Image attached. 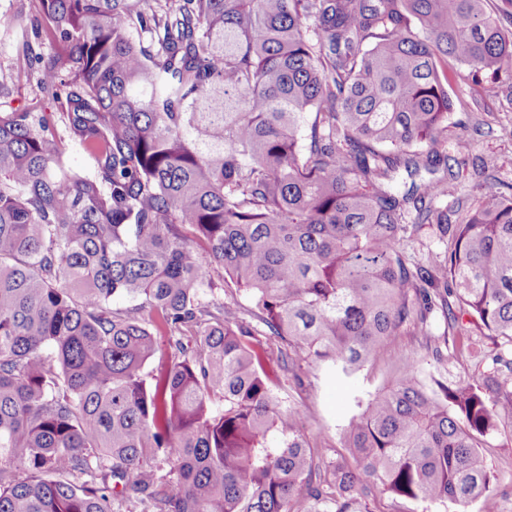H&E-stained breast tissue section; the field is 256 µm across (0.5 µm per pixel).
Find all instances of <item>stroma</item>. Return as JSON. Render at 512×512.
Instances as JSON below:
<instances>
[{"label":"stroma","instance_id":"stroma-1","mask_svg":"<svg viewBox=\"0 0 512 512\" xmlns=\"http://www.w3.org/2000/svg\"><path fill=\"white\" fill-rule=\"evenodd\" d=\"M16 42V33L0 27V77L9 79L7 87L0 91V112L12 111L36 92L34 84L17 75ZM450 77L454 111L442 137L441 151L451 155L457 153V138L464 126L480 122L489 129L488 134L475 137L470 154L461 157L459 175L448 192L449 197L461 196L474 204L485 194L474 174V164L484 163L499 180L512 182V82L505 80L482 87L472 86L469 69L464 65L454 66ZM395 349L420 356L419 373L425 380L434 377L456 380L470 370L465 358L437 362L426 346L425 337L407 330L396 337L392 350ZM391 352H383L375 362L349 379L309 358L300 362L302 386L281 378L276 389L279 399L283 405L303 409V431L325 461L343 462L342 431L358 412L360 402L388 386L392 376ZM484 454L498 512H512V419L499 420L497 429L486 438Z\"/></svg>","mask_w":512,"mask_h":512}]
</instances>
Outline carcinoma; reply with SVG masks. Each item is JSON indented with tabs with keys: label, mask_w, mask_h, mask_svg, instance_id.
<instances>
[{
	"label": "carcinoma",
	"mask_w": 512,
	"mask_h": 512,
	"mask_svg": "<svg viewBox=\"0 0 512 512\" xmlns=\"http://www.w3.org/2000/svg\"><path fill=\"white\" fill-rule=\"evenodd\" d=\"M28 29L37 93L0 112V512H497L481 448L512 418V184L456 223L435 206L448 61L477 85L512 71L487 0H31ZM425 227L445 244L426 266L404 247ZM403 328L468 380L393 351L351 463L314 480L279 373L301 384L304 354L350 377ZM216 283L218 284V289L215 290V294L217 297L224 298V304L226 306H229L233 310H236L237 315L240 319H244L248 322H251L252 325L258 326L260 328L262 325L259 323L257 318H254L252 315V304L247 297V295L243 292H226L222 289H219L222 285V283L218 282L216 280ZM376 506L378 512H457L459 510L450 502L430 504L414 500L392 499L388 495L381 496Z\"/></svg>",
	"instance_id": "obj_1"
}]
</instances>
